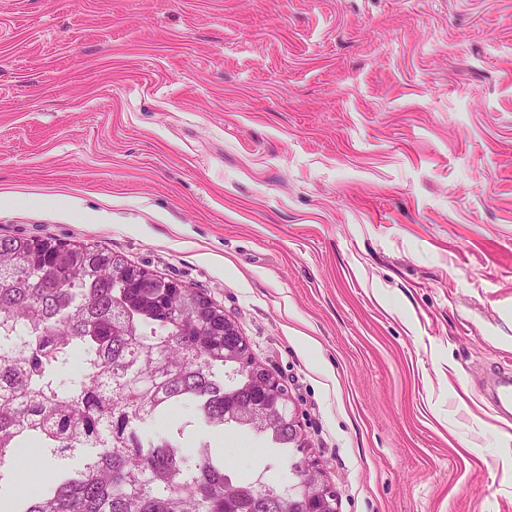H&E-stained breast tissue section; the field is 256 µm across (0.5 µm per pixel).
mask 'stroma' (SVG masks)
<instances>
[{
	"mask_svg": "<svg viewBox=\"0 0 512 512\" xmlns=\"http://www.w3.org/2000/svg\"><path fill=\"white\" fill-rule=\"evenodd\" d=\"M0 236L223 308L337 512H512V0H0ZM488 395L493 405L499 410L504 411L512 408V378L510 373H496Z\"/></svg>",
	"mask_w": 512,
	"mask_h": 512,
	"instance_id": "35a3bbf8",
	"label": "stroma"
}]
</instances>
